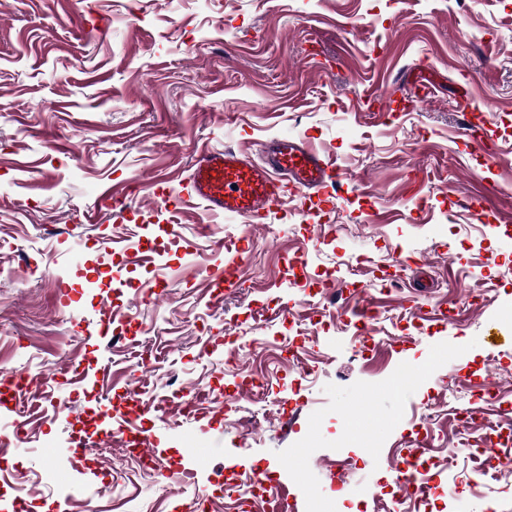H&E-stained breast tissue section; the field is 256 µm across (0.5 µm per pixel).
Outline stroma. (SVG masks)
<instances>
[{
    "instance_id": "35a3bbf8",
    "label": "stroma",
    "mask_w": 512,
    "mask_h": 512,
    "mask_svg": "<svg viewBox=\"0 0 512 512\" xmlns=\"http://www.w3.org/2000/svg\"><path fill=\"white\" fill-rule=\"evenodd\" d=\"M424 77L435 96L405 104ZM278 135L341 168L324 223L298 195L285 224L158 204L197 147L256 156ZM242 236L243 283L214 300V243ZM228 336L247 344L230 370ZM402 367L421 376L396 392ZM1 371L34 384L0 411V512H237L213 495L225 468L261 471L291 512H512V444L492 466L457 442L483 382L484 418L512 422V0H0ZM261 373L263 400L218 397ZM134 386L198 402L131 413L156 469L117 431L63 465L79 421ZM424 433L419 504L393 480ZM178 467L193 479L160 480Z\"/></svg>"
}]
</instances>
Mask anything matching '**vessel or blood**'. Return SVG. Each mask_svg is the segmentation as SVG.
<instances>
[{
    "mask_svg": "<svg viewBox=\"0 0 512 512\" xmlns=\"http://www.w3.org/2000/svg\"><path fill=\"white\" fill-rule=\"evenodd\" d=\"M264 147L266 159L261 163L230 148H200L181 194L171 195L161 185L155 193L168 207L195 198L213 214L250 222L277 211L290 191L303 196L307 214L317 216L327 210L341 187L334 163L296 137L276 136L265 141ZM240 270L239 257H232L212 270L211 287H236Z\"/></svg>",
    "mask_w": 512,
    "mask_h": 512,
    "instance_id": "1",
    "label": "vessel or blood"
}]
</instances>
